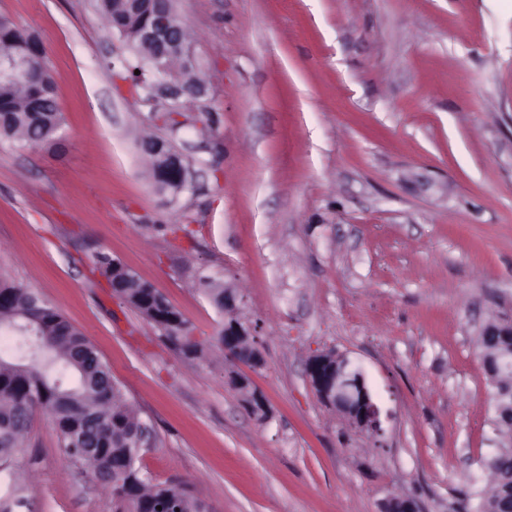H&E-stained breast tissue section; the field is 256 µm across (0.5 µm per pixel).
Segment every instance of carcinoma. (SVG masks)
I'll return each mask as SVG.
<instances>
[{"label":"carcinoma","mask_w":512,"mask_h":512,"mask_svg":"<svg viewBox=\"0 0 512 512\" xmlns=\"http://www.w3.org/2000/svg\"><path fill=\"white\" fill-rule=\"evenodd\" d=\"M98 9L108 25L117 29L130 50L146 56L148 49L137 33L147 22L149 5L144 0H98ZM22 53L29 58L27 74L0 81V139L22 146H54L62 125L55 86L47 67L40 40L0 18V56ZM187 106L180 105L162 115L161 128L170 133L162 138L147 135L139 149L148 165L149 177L160 194L175 201L174 177L169 159L179 153L173 136L186 126L178 120ZM115 258L99 251L94 256L96 269L107 281L122 278L119 298L138 310L153 326L165 319L164 329H191L180 311L138 275L114 267ZM199 285L219 312H224V286L207 277ZM0 334L10 336L14 344L0 350V472L9 470L10 461L23 447L34 410L47 412L58 432L59 448L69 462L89 465L93 472L110 474L106 482L118 508L129 512H156L160 501L173 495L193 512L200 500L183 485L157 486L141 476L136 462L141 447L138 431L141 420L108 365L91 342L63 315L34 290L0 271ZM167 339L187 358L200 352L199 345L185 336L170 334ZM495 407L504 412L495 416L502 447L485 461L491 473L487 486L477 492V512H512V377L498 379ZM99 447L98 454L87 459L79 448L80 437Z\"/></svg>","instance_id":"cac0c4a2"}]
</instances>
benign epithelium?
Masks as SVG:
<instances>
[{
	"mask_svg": "<svg viewBox=\"0 0 512 512\" xmlns=\"http://www.w3.org/2000/svg\"><path fill=\"white\" fill-rule=\"evenodd\" d=\"M174 0H160L152 27L144 38L148 43L185 45L183 30L174 18L170 4ZM181 71H169V54L150 57L145 66L147 74H139L142 87L139 102L154 113L160 105H179L191 97L198 100L206 94V87L196 77L198 64L192 52L180 53ZM224 355L254 368L262 366V358L253 347L248 327L224 321ZM310 383L321 400L341 412L352 426L362 431L380 429L379 410L373 401L363 370L344 355L333 353L313 356L307 366Z\"/></svg>",
	"mask_w": 512,
	"mask_h": 512,
	"instance_id": "benign-epithelium-1",
	"label": "benign epithelium"
}]
</instances>
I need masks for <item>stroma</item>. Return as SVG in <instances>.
Returning a JSON list of instances; mask_svg holds the SVG:
<instances>
[{
  "label": "stroma",
  "mask_w": 512,
  "mask_h": 512,
  "mask_svg": "<svg viewBox=\"0 0 512 512\" xmlns=\"http://www.w3.org/2000/svg\"><path fill=\"white\" fill-rule=\"evenodd\" d=\"M207 86L165 203L130 52L94 0H0L41 40L60 146L0 142V269L91 341L152 432L137 466L208 512H463L499 443L482 330L512 319V0H175ZM188 225L190 235L170 225ZM106 251L192 324L177 351L113 296ZM230 285L264 363L225 358L200 290ZM362 366L379 432L325 405L316 354ZM268 412L254 415L233 376ZM0 501L115 512L34 412Z\"/></svg>",
  "instance_id": "stroma-1"
}]
</instances>
